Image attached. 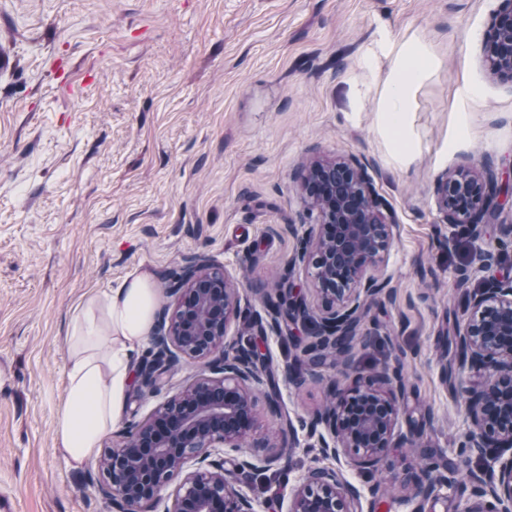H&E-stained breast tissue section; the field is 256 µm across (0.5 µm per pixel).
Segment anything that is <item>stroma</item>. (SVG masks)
<instances>
[{"label": "stroma", "mask_w": 512, "mask_h": 512, "mask_svg": "<svg viewBox=\"0 0 512 512\" xmlns=\"http://www.w3.org/2000/svg\"><path fill=\"white\" fill-rule=\"evenodd\" d=\"M497 0H0V512H114L95 461L73 469L55 446L65 398L67 334L95 292L149 274L172 303L171 271L204 255L241 294L246 318L291 281L309 306L319 298L288 261L308 228L296 179L318 156L372 164L398 228L380 265L387 286L370 303L353 352L356 373L395 365L404 384L399 427L414 432L395 475L363 512H411L401 474L438 463L456 486L435 512H460L459 484L476 467L465 446L464 405L441 378L445 334L461 296L460 270H476L475 243L512 272V193L480 241L442 224L439 176L462 163L512 171V82L490 74L482 42ZM432 61L410 92L414 149L395 155L381 109L401 52ZM254 342L271 369L276 407L257 406L256 437L277 441L285 423L299 445L269 470L224 466L264 512L289 498L316 466L304 426L330 403L329 379L267 332ZM180 362L159 396L130 377L123 415L101 440L144 420L160 397L197 374Z\"/></svg>", "instance_id": "obj_1"}]
</instances>
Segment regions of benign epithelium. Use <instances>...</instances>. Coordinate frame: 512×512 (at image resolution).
Segmentation results:
<instances>
[{
    "label": "benign epithelium",
    "mask_w": 512,
    "mask_h": 512,
    "mask_svg": "<svg viewBox=\"0 0 512 512\" xmlns=\"http://www.w3.org/2000/svg\"><path fill=\"white\" fill-rule=\"evenodd\" d=\"M483 41L492 74L512 82V0H497ZM309 223L307 235L288 263L303 264L321 296L313 312L305 297L288 293L267 304L273 319L302 322L314 341L303 356L319 357L320 343L354 333L365 300L382 292L375 275L398 227L395 214L375 188L367 164L357 158L317 160L300 173ZM499 173L468 165L437 180L442 223L473 230L490 223L499 206ZM482 286L466 293L455 349L469 375L453 389L464 402L466 447L487 461L466 473L470 494L460 512H512V276L488 273L491 254L479 251ZM172 313L158 314L151 359L138 370L139 394L159 392L161 376L180 359L201 365L200 374L161 402L150 417L128 425L105 450L98 466L100 491L116 512H153L172 490L163 512H260L258 502L229 480L224 449L243 448L256 424L254 391L263 384L260 355L252 344L225 352L231 323L241 315L239 290L204 256L191 257L173 280ZM402 384L383 369L375 378L330 382L332 402L310 428L322 426L320 455H346L363 472L393 473L390 451L413 440L397 433ZM283 457L252 448L242 465L267 470ZM422 504L448 478L431 467L409 478ZM358 489L335 467L308 471L293 493L289 512H358Z\"/></svg>",
    "instance_id": "obj_1"
}]
</instances>
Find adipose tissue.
Returning <instances> with one entry per match:
<instances>
[{
    "label": "adipose tissue",
    "instance_id": "ef3b65f1",
    "mask_svg": "<svg viewBox=\"0 0 512 512\" xmlns=\"http://www.w3.org/2000/svg\"><path fill=\"white\" fill-rule=\"evenodd\" d=\"M430 66L417 49L405 50L398 59L383 108L397 154L413 149L405 131L407 101ZM157 298L152 280L143 273L90 296L76 316L67 336L66 396L54 423V440L72 468H81L119 421L132 362L149 338Z\"/></svg>",
    "mask_w": 512,
    "mask_h": 512
}]
</instances>
